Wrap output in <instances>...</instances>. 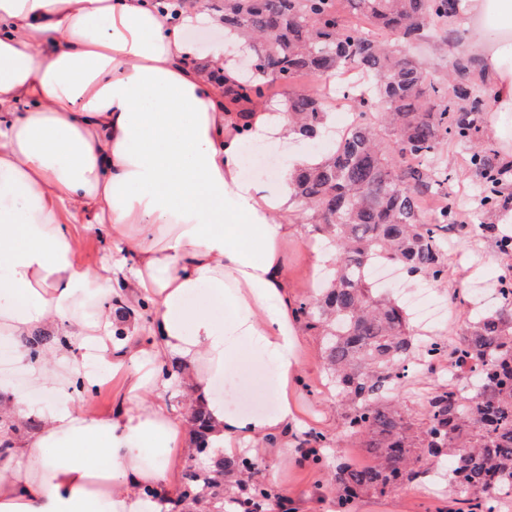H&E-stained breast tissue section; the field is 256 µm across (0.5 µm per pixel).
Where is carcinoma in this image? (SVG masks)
<instances>
[{
    "instance_id": "cac0c4a2",
    "label": "carcinoma",
    "mask_w": 512,
    "mask_h": 512,
    "mask_svg": "<svg viewBox=\"0 0 512 512\" xmlns=\"http://www.w3.org/2000/svg\"><path fill=\"white\" fill-rule=\"evenodd\" d=\"M458 2L224 0L225 33L241 38L239 51L255 59L224 87L226 109L248 112L277 86L288 91L295 133L311 140L325 128V99L319 89L296 87L300 76L358 70L371 85L370 94L349 98L359 112L331 154L297 169L292 184L303 214L322 225L334 248L330 286L298 301L296 313L321 336L326 379L344 406L340 433L373 456L368 466L349 457L336 465L341 512L362 493L387 496L447 461L450 474L440 478L458 512H496L499 489L512 488V282L502 284L498 306L465 323L450 349L442 338L418 343L404 307L375 295L369 280L371 265L384 260L435 287L448 278V230L487 229L455 222L448 143L470 148L475 214L499 204L503 167L480 144L486 99L472 61L456 58L439 75L412 52L423 38L446 44L457 34L448 21H461ZM436 352L447 353L448 368L428 369L434 386L415 420L400 392ZM469 360V371L451 372ZM191 422L206 461L184 468L175 504L263 512L279 498L274 486L249 482L257 469L251 457L226 455L213 442L204 402L192 407ZM331 444L318 431L298 438L301 456L314 464Z\"/></svg>"
}]
</instances>
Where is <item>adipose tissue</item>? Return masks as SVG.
Segmentation results:
<instances>
[{
    "label": "adipose tissue",
    "instance_id": "adipose-tissue-1",
    "mask_svg": "<svg viewBox=\"0 0 512 512\" xmlns=\"http://www.w3.org/2000/svg\"><path fill=\"white\" fill-rule=\"evenodd\" d=\"M198 2L175 21L148 0H0V335H60L37 357L15 351L29 386L53 403L42 427L0 457V512H169L166 470L141 460L147 448L167 457L183 439L154 396L173 358L201 394L243 345L275 364L273 414H228L209 401L225 448L284 441L297 425L291 183L294 168L321 159L296 157L273 194L240 178L244 140L290 139L288 117L225 110L235 58L220 46L200 58L181 34L207 16ZM459 9L483 16L467 48L494 88V111L512 112V0ZM89 228L110 264L77 262ZM142 302L154 308L146 328L118 324L116 305ZM76 345L92 350L93 368ZM115 372L133 378L112 417L74 406ZM147 484L156 496L143 495Z\"/></svg>",
    "mask_w": 512,
    "mask_h": 512
}]
</instances>
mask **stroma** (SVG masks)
I'll return each instance as SVG.
<instances>
[{"label":"stroma","mask_w":512,"mask_h":512,"mask_svg":"<svg viewBox=\"0 0 512 512\" xmlns=\"http://www.w3.org/2000/svg\"><path fill=\"white\" fill-rule=\"evenodd\" d=\"M329 141L315 143H284L275 139L250 140L243 146L241 174L243 179L256 181L268 190H276L280 170L288 160L300 154L325 155L331 150ZM448 168L455 175L457 211L461 221L470 224L474 219L473 199L477 181L469 163L466 146L449 143ZM502 204L485 212L482 223L489 233L478 236H453L448 240V278L432 291L434 303L447 310L448 315L432 330L433 335L455 339L465 321L479 309L494 307L496 301L489 292L494 284L512 279V257L500 253L495 243V231L512 229V177L503 184ZM304 247L288 250V279L292 300H300L317 287L324 277L323 270L314 269L310 249L328 251L326 238L303 215H296ZM297 353L304 369L303 388L292 398L299 421V431L316 430L335 434L341 424V408L335 392L325 382L321 351V338L316 331L305 330ZM275 365L257 361L251 350H244L241 359L230 365L211 394L219 398L225 411L239 409L248 414H270L274 405L266 396V384L276 378ZM248 454L260 467V480L279 487L283 498L274 502L272 512H336L338 492L334 471L336 452L329 449L321 465L300 459L295 446L267 448L248 447ZM447 500L428 494L425 485H415L386 497L362 495L354 512H444Z\"/></svg>","instance_id":"35a3bbf8"}]
</instances>
